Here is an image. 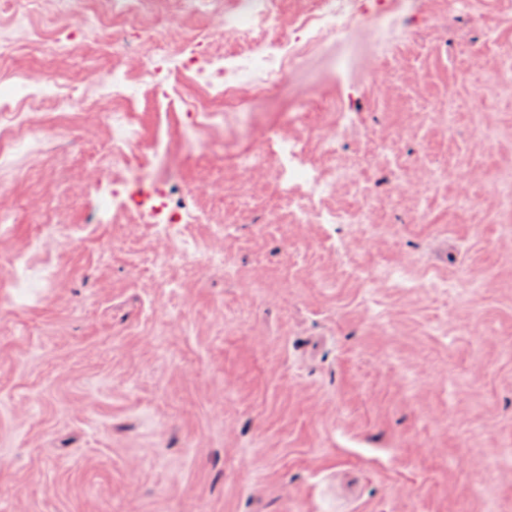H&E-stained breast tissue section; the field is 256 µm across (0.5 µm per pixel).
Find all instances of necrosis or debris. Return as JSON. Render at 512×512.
Segmentation results:
<instances>
[{
  "instance_id": "obj_1",
  "label": "necrosis or debris",
  "mask_w": 512,
  "mask_h": 512,
  "mask_svg": "<svg viewBox=\"0 0 512 512\" xmlns=\"http://www.w3.org/2000/svg\"><path fill=\"white\" fill-rule=\"evenodd\" d=\"M276 0H225L221 24L225 33L265 32L266 37L247 57L215 56L207 36H199L193 47L181 54L178 68L184 76L199 78L225 95H238L248 88L249 98L270 92L285 67L298 60L311 45L326 34L352 24L360 16L379 13L385 0H316L312 12L298 16L288 28H281ZM294 142L280 139L277 143V171L288 185L305 190V203L296 211L297 220L315 219L321 224L341 223L335 209L325 201L331 186L312 167L297 156ZM113 209L126 208L141 215L146 224H190L194 214L173 206L163 191L140 195L128 191L125 184L113 182L108 199Z\"/></svg>"
}]
</instances>
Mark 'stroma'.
I'll return each mask as SVG.
<instances>
[{"mask_svg": "<svg viewBox=\"0 0 512 512\" xmlns=\"http://www.w3.org/2000/svg\"><path fill=\"white\" fill-rule=\"evenodd\" d=\"M163 21L172 71L198 31L252 44ZM105 26L0 0V74L37 94L0 112V512H512V0H389L247 107L185 81L120 113L97 75L156 48ZM283 137L349 172L336 209L370 188L365 223L292 221ZM116 179L195 222L102 211Z\"/></svg>", "mask_w": 512, "mask_h": 512, "instance_id": "35a3bbf8", "label": "stroma"}]
</instances>
